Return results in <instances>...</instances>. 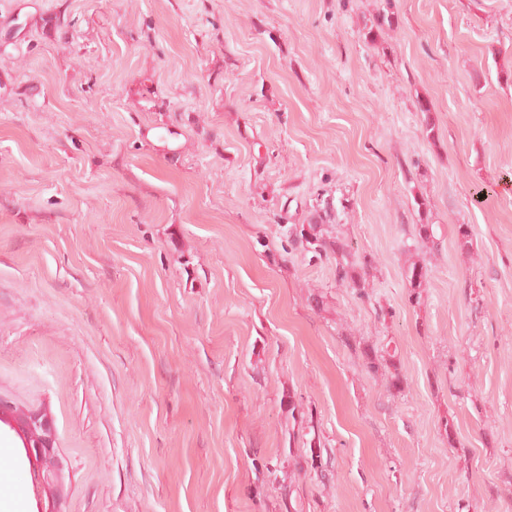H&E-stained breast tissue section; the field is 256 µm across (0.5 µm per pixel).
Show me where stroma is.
I'll list each match as a JSON object with an SVG mask.
<instances>
[{"instance_id":"1","label":"stroma","mask_w":512,"mask_h":512,"mask_svg":"<svg viewBox=\"0 0 512 512\" xmlns=\"http://www.w3.org/2000/svg\"><path fill=\"white\" fill-rule=\"evenodd\" d=\"M379 5L0 0V397L60 512H512V0ZM320 199L366 298L288 238ZM0 496L46 502L5 425ZM382 2L384 5L373 15L371 25L365 33V39L368 42H375L382 34L394 30L395 13L392 11L391 0H382ZM427 276L428 268L424 260L410 263L407 269V280L409 284L408 299L411 303L419 304L421 302ZM363 356L368 373L375 378L380 377L388 389L401 391L405 380L399 369V362H396V348L392 353L388 346L379 349L367 345L363 348ZM0 422L7 424L23 442L35 477L42 484L55 486L63 464L55 454V437L50 417L44 412H21L0 397Z\"/></svg>"}]
</instances>
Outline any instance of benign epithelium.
<instances>
[{
    "instance_id": "1",
    "label": "benign epithelium",
    "mask_w": 512,
    "mask_h": 512,
    "mask_svg": "<svg viewBox=\"0 0 512 512\" xmlns=\"http://www.w3.org/2000/svg\"><path fill=\"white\" fill-rule=\"evenodd\" d=\"M0 422L7 424L22 440L34 475L47 486L57 485L63 464L55 454V437L50 417L44 412H21L0 397Z\"/></svg>"
}]
</instances>
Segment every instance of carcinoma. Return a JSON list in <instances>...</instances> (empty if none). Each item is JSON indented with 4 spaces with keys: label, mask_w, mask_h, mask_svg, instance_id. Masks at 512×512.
<instances>
[{
    "label": "carcinoma",
    "mask_w": 512,
    "mask_h": 512,
    "mask_svg": "<svg viewBox=\"0 0 512 512\" xmlns=\"http://www.w3.org/2000/svg\"><path fill=\"white\" fill-rule=\"evenodd\" d=\"M383 6L373 15L371 25L365 33V39L374 42L382 34L395 27V13L392 11L391 0H382ZM323 217L318 216L301 227L295 237L305 242L315 256L336 257V279L339 283L351 288L361 297L368 296V267L370 262L358 261L352 258L347 241L340 236H330L323 227ZM428 276V268L424 261L410 263L407 269L409 284L408 299L418 304L421 302L424 285ZM365 368L373 377L381 379L388 389L401 391L405 380L396 362V353L388 349L365 346L363 348Z\"/></svg>",
    "instance_id": "1"
}]
</instances>
